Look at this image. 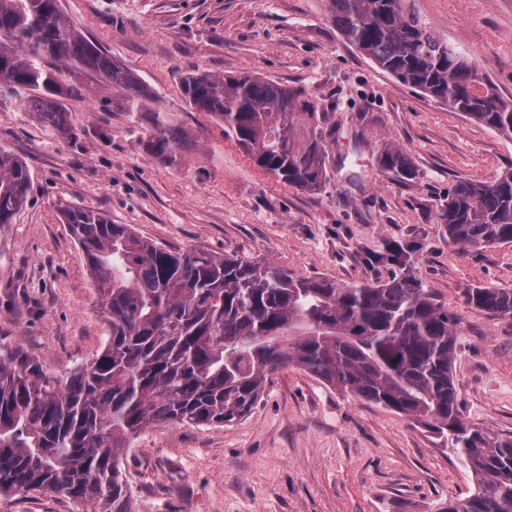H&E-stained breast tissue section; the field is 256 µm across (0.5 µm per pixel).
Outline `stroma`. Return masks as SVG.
Listing matches in <instances>:
<instances>
[{"instance_id": "stroma-1", "label": "stroma", "mask_w": 512, "mask_h": 512, "mask_svg": "<svg viewBox=\"0 0 512 512\" xmlns=\"http://www.w3.org/2000/svg\"><path fill=\"white\" fill-rule=\"evenodd\" d=\"M427 28L476 60L512 99V0H410ZM63 16L138 73L132 104L95 74L64 99L68 138L0 92V146L32 174L0 233V351L60 375L107 339L84 254L63 214L99 211L159 244L270 261L293 277L386 282L406 273L461 319L452 374L470 425L512 435V317L470 306L473 288H512V242L463 249L440 205L461 178L494 181L512 139L401 84L351 46L326 0H60ZM249 72L301 90L331 148L316 191L278 182L191 109L184 77ZM184 131L175 160L145 147L153 124ZM400 147L415 175L378 163ZM405 266L376 262L388 242ZM131 512H444L474 483L454 448L415 418L343 396L303 371L268 380L243 418L155 423L121 457ZM0 512H91L40 490L0 494Z\"/></svg>"}]
</instances>
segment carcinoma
<instances>
[{
	"label": "carcinoma",
	"instance_id": "1",
	"mask_svg": "<svg viewBox=\"0 0 512 512\" xmlns=\"http://www.w3.org/2000/svg\"><path fill=\"white\" fill-rule=\"evenodd\" d=\"M327 2L343 38L382 70L512 139V100L427 29L408 0ZM64 71L94 72L133 102L152 96L136 72L64 18L59 0H0V74L27 111L70 136L62 99L77 87ZM182 88L263 172L307 191L325 181L328 145L301 91L200 69ZM183 139L182 130L158 126L146 147L172 160ZM379 163L400 179L414 175L393 144ZM31 180L0 147V232L25 207ZM64 217L86 257L108 338L67 376L17 349L0 353V494L46 490L93 512H130L120 457L144 427L231 422L259 401L272 373L294 367L344 395L422 418L449 440L475 489L445 512H512V436L463 421L451 376L460 319L412 276L377 285L295 279L267 261L160 245L97 211ZM441 219L462 248L512 242V168L490 183L457 180ZM407 256L392 241L383 259L403 265ZM468 302L512 316L511 288H474Z\"/></svg>",
	"mask_w": 512,
	"mask_h": 512
}]
</instances>
